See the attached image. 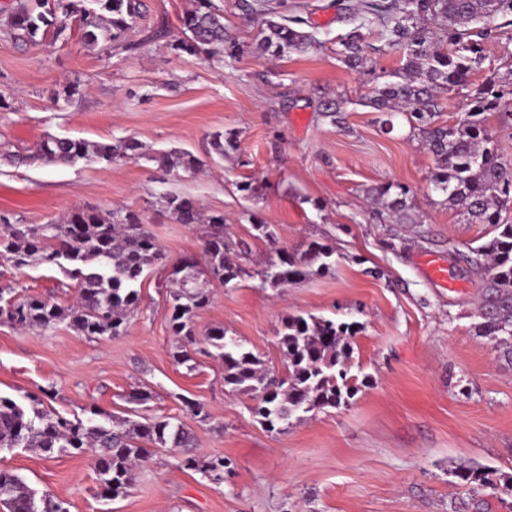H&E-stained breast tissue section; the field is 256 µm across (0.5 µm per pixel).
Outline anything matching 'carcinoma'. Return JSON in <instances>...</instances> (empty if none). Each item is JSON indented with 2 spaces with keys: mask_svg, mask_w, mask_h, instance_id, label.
Segmentation results:
<instances>
[{
  "mask_svg": "<svg viewBox=\"0 0 512 512\" xmlns=\"http://www.w3.org/2000/svg\"><path fill=\"white\" fill-rule=\"evenodd\" d=\"M15 0L8 7L7 25L21 32L24 41L40 35L59 37L68 22L78 23L83 43L95 47L113 43L132 51L138 44L127 40V33L142 12L141 0ZM272 0H241L250 15L262 17L264 28L258 48L278 56L304 51L317 43L315 32L306 31L307 20L277 15ZM357 27L339 38L343 62L357 68L363 64L361 29L376 25L384 45L397 49L400 65L388 79L374 82L368 101L377 111L388 114L383 124H393L392 115L403 114L416 127L435 159L429 190L444 204L459 206L468 220L490 226L491 237L463 259L484 284L478 298L479 332L492 340L500 356L512 365V221L504 214L512 209V165L502 161L494 137L486 126V116L500 115L512 126V64L503 73L485 79L467 100L459 118L448 124H434L438 94L469 83L483 68L484 45L512 25V0H358ZM437 23L430 31L426 22ZM177 52L207 60L219 51L229 56L240 51V44L226 31L224 14L212 0H193L186 14L184 37L171 43ZM140 146L132 139L113 143H90L69 137L49 136L30 158L49 163L73 164L80 160L112 163L139 155ZM165 171L196 169L201 161L189 152L170 149L150 157ZM374 197L388 199L393 214L408 208L410 187L387 183L372 189ZM167 206L180 224H200L204 228L205 268L193 262L182 264L180 281L169 288V327L177 337L174 357L181 363L191 360L189 348L203 342L208 354L224 370V389L247 394L256 400L252 412L269 432L277 431L302 413L336 408L356 393L350 383L352 348L346 338L357 331V324L334 319L289 315L281 320L278 345L285 361L279 375L263 366L260 356L238 340L226 336L224 327L209 328L198 338L196 318L212 302L211 291L199 282L223 286L232 284L241 272L229 259L235 252L232 241L224 238V214H204L191 200L170 196ZM334 250L312 240L299 255L279 253L256 272L262 288H282L310 276L334 273ZM0 256L16 266L33 263L58 266L79 283L75 303L62 305L45 298H14L13 288L0 289V319L32 331H43L64 324L92 337L118 336L126 330L131 313L140 301L138 286L163 260L161 245L142 224L140 215L127 211L121 219L94 211H78L63 224L0 223ZM42 396L28 397L30 406L0 396V448H34L47 455L92 451L101 496L115 499L133 481L138 462L152 447L173 448L182 455V466L199 472L212 483L224 478L228 462L222 456L201 459L194 453L193 436L184 424L171 420L118 421L97 408L89 409L87 420L70 419L43 408ZM458 478L479 490L492 483L490 473L463 466ZM0 500L10 512H68L64 502L35 490L18 475L0 470Z\"/></svg>",
  "mask_w": 512,
  "mask_h": 512,
  "instance_id": "cac0c4a2",
  "label": "carcinoma"
}]
</instances>
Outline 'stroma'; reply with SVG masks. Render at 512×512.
<instances>
[{"label":"stroma","instance_id":"35a3bbf8","mask_svg":"<svg viewBox=\"0 0 512 512\" xmlns=\"http://www.w3.org/2000/svg\"><path fill=\"white\" fill-rule=\"evenodd\" d=\"M128 36L133 51L84 45L79 28L22 44L0 24V148L26 155L0 160V215L19 224L65 221L78 210L137 211L165 254L144 280L141 302L118 336L91 338L59 325L32 332L0 323V396L25 403L49 388L45 407L83 415L98 407L137 421L179 418L192 430L200 457L230 459L222 487L182 468L180 455L155 449L137 466L126 495L98 497L96 458L86 452L47 457L36 450L0 451V469L23 477L37 493L65 502L69 512H512V367L477 326L482 288L463 256L487 227L467 224L436 204L427 189L432 153L406 116L386 129L365 100L379 74L399 65L397 53H376V31L364 33L367 61L347 68L336 38L351 31L356 0H288V12L314 27L320 46L281 57L257 49L260 23L240 0H213L243 53L214 59L178 53L190 0H141ZM164 38H150L156 28ZM78 94L65 97L64 89ZM343 99L339 121L319 110ZM233 134L235 151L217 157L214 132ZM141 146L118 163L32 160L47 136ZM179 148L201 160L196 170L165 173L154 152ZM252 183L257 193L240 189ZM387 182L413 192L402 223L374 200ZM179 195L204 213L224 215V235L248 241L234 286L210 284L212 304L199 331L224 326L266 365L284 372L276 331L289 314L332 317L358 325L351 373L361 387L349 404L315 410L279 432L251 414V397L225 392L223 372L196 355L177 363L168 327V268L183 258L204 264L201 230L178 223L165 199ZM273 225L275 243L255 239L256 220ZM311 240L336 250L334 275L263 288L255 275L277 252L296 253ZM431 255L458 282L451 291L430 280L421 259ZM63 272L15 267L0 257V285L20 296L72 303L77 288L55 291ZM135 390L150 392L131 406ZM205 405L199 421L189 402ZM492 471L493 485L471 493L454 470Z\"/></svg>","mask_w":512,"mask_h":512}]
</instances>
